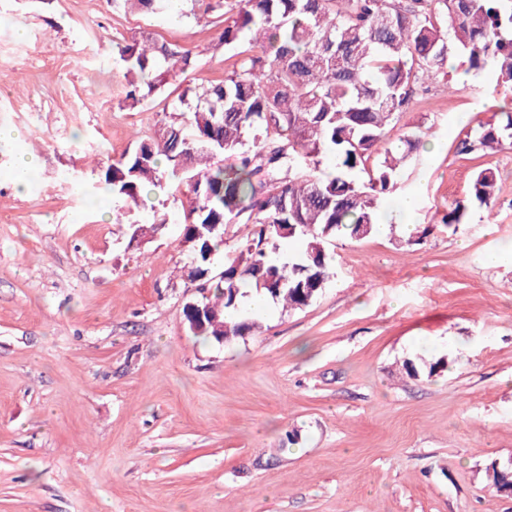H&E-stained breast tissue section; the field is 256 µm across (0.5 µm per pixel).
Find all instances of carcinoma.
<instances>
[{
    "mask_svg": "<svg viewBox=\"0 0 512 512\" xmlns=\"http://www.w3.org/2000/svg\"><path fill=\"white\" fill-rule=\"evenodd\" d=\"M167 0H112L155 13ZM193 15L219 29L218 45L235 49L224 79L186 85L172 99L178 116L112 161L91 202L109 195L129 208L150 194L188 187L184 236L193 266L187 278L206 292L210 315L185 314L195 336L219 341L260 328L239 309L248 289L287 309L309 305L334 275L327 253L341 234L377 231L401 163L422 144L388 133L415 89L445 74L448 56L466 58L475 87L492 73L512 87V0H190ZM124 70L125 106L163 96L195 68L199 53L164 39L116 43ZM512 141V111L467 131L460 151ZM336 156V176L320 173ZM496 174L479 171L469 202L490 206ZM256 227L239 254L211 275V256L224 244V225ZM301 245L282 262L277 243ZM444 362L404 364L407 375L433 376Z\"/></svg>",
    "mask_w": 512,
    "mask_h": 512,
    "instance_id": "obj_1",
    "label": "carcinoma"
}]
</instances>
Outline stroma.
I'll list each match as a JSON object with an SVG mask.
<instances>
[{
    "mask_svg": "<svg viewBox=\"0 0 512 512\" xmlns=\"http://www.w3.org/2000/svg\"><path fill=\"white\" fill-rule=\"evenodd\" d=\"M2 14L0 128L21 136L0 142V512H512L485 479L512 460V145L459 150L512 88L473 89L454 59L390 133L427 141L397 184L419 198L412 231L332 239L318 297L272 303L220 344L185 321L181 194L153 210L86 200L97 160L133 151L164 106H122L113 41L195 48L199 85L231 65L214 30L186 0L161 15L0 0ZM24 154L39 164L22 190ZM484 168L493 206L448 229ZM440 359L431 378L403 368Z\"/></svg>",
    "mask_w": 512,
    "mask_h": 512,
    "instance_id": "35a3bbf8",
    "label": "stroma"
}]
</instances>
